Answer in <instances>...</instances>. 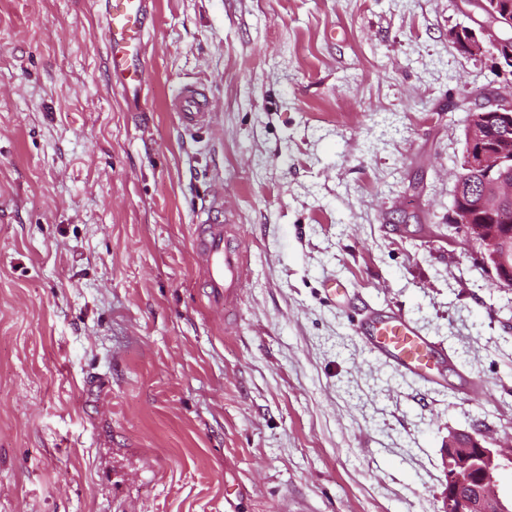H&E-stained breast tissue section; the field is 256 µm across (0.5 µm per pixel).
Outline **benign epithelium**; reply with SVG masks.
Returning <instances> with one entry per match:
<instances>
[{
  "label": "benign epithelium",
  "mask_w": 512,
  "mask_h": 512,
  "mask_svg": "<svg viewBox=\"0 0 512 512\" xmlns=\"http://www.w3.org/2000/svg\"><path fill=\"white\" fill-rule=\"evenodd\" d=\"M473 2L487 21L476 28L455 27L448 31L449 40L468 57L491 54L495 71L503 74L512 68V38L506 37L512 33V9H503L498 0ZM494 122L512 126L511 94L467 108L462 166L483 174L484 182L479 192L458 196L451 211L466 235L484 247L482 264L494 271L502 287L512 288V231L505 232L506 225L497 213L500 204L512 202V136L489 140L486 130ZM504 456L512 460V448L504 454L484 446L473 435L448 432L443 458L446 484L438 512H512L496 489Z\"/></svg>",
  "instance_id": "benign-epithelium-1"
}]
</instances>
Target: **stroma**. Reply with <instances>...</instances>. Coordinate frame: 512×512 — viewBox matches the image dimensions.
<instances>
[{
  "mask_svg": "<svg viewBox=\"0 0 512 512\" xmlns=\"http://www.w3.org/2000/svg\"><path fill=\"white\" fill-rule=\"evenodd\" d=\"M100 14L0 0V512H437L449 430L512 445V288L451 220L455 103L512 93L448 40L476 8L156 0L137 104ZM218 183L248 253L220 311ZM398 313L436 382L358 331ZM174 110L179 113L185 129H192L204 123L211 114L210 104L205 94L194 85L183 87L174 99ZM223 193L217 189L205 218L197 224L194 251L205 269V288L212 305L224 308V298L234 296L240 288L246 263L244 249L234 244L238 237L236 224L224 217Z\"/></svg>",
  "mask_w": 512,
  "mask_h": 512,
  "instance_id": "35a3bbf8",
  "label": "stroma"
}]
</instances>
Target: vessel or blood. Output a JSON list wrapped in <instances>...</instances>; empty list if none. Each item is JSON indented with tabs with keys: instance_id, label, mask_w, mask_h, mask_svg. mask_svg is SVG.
Here are the masks:
<instances>
[{
	"instance_id": "1",
	"label": "vessel or blood",
	"mask_w": 512,
	"mask_h": 512,
	"mask_svg": "<svg viewBox=\"0 0 512 512\" xmlns=\"http://www.w3.org/2000/svg\"><path fill=\"white\" fill-rule=\"evenodd\" d=\"M107 37V67L112 82L125 95H143L147 68L143 41L147 36L153 0H100ZM184 128L204 123L211 114L205 94L196 86L183 87L175 98ZM236 225L224 217L223 193L215 191L197 226L194 251L205 269V286L213 306L223 307L235 295L244 274L246 255L237 245ZM371 352L384 356L400 374L433 382L438 372L435 345L406 316L397 314L373 322L366 333Z\"/></svg>"
}]
</instances>
